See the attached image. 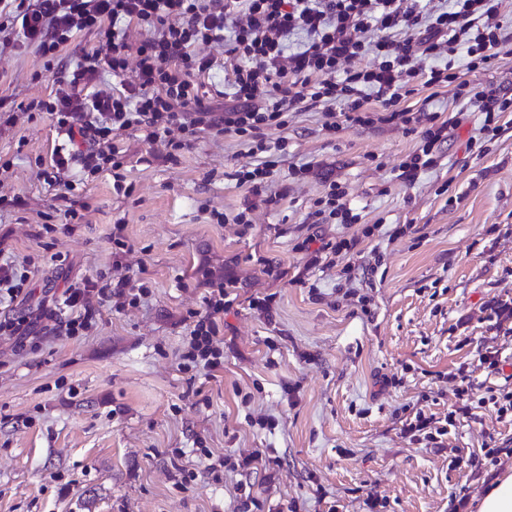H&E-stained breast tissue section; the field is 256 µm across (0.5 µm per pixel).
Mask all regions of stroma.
I'll return each mask as SVG.
<instances>
[{
	"mask_svg": "<svg viewBox=\"0 0 512 512\" xmlns=\"http://www.w3.org/2000/svg\"><path fill=\"white\" fill-rule=\"evenodd\" d=\"M455 70L489 94L512 88V55L475 70L462 55ZM0 71L20 101L60 77L31 49L1 56ZM425 99L461 121L437 166L410 185L394 173L416 147L402 126L345 124L331 136L321 113H289L287 127L266 133L288 140L275 206L237 184L250 157L227 135L171 160L147 129L123 131L122 189L107 175L61 199L37 164L62 142L51 121L0 131V156L14 160L0 192L22 201L0 212V245L38 262L21 309L55 330L35 345L0 340V512H238L245 486L264 512L292 501L299 512L331 501L368 512L371 497L377 512H454L462 498L476 512L484 488L512 470V421L480 403L512 388V112L476 151L468 138L480 114L450 88L406 104ZM302 165L307 173L292 174ZM333 182L358 223H316ZM69 207L83 223L42 233ZM244 209L247 226L213 217ZM351 236L368 276L347 279L345 256L307 267V239ZM99 275L140 280L149 293L120 312L101 308L87 335L56 331L64 289ZM221 285L238 296L218 322L224 366L182 370L191 315ZM270 293L272 313L250 308ZM463 400L468 415L438 442L403 435L416 413L442 422ZM270 417L275 428L260 427ZM263 448L278 459L272 476L236 469ZM488 448L499 449L496 463Z\"/></svg>",
	"mask_w": 512,
	"mask_h": 512,
	"instance_id": "1",
	"label": "stroma"
}]
</instances>
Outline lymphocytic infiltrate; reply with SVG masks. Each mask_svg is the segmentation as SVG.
Returning <instances> with one entry per match:
<instances>
[{
  "label": "lymphocytic infiltrate",
  "instance_id": "lymphocytic-infiltrate-1",
  "mask_svg": "<svg viewBox=\"0 0 512 512\" xmlns=\"http://www.w3.org/2000/svg\"><path fill=\"white\" fill-rule=\"evenodd\" d=\"M83 31L96 35V46L47 98L18 104L0 95V126H14L21 113L51 116L64 143L43 177L70 194L85 173L121 168L114 137L133 126L147 128L171 158L205 134L244 139L257 162L236 177L256 193L273 182L288 147L282 139L269 148L264 131L286 127L292 112H321L332 133L344 122L410 128L418 145L397 168L404 183L436 165L451 125L428 106H406L417 87L454 88L482 114L485 132L496 114L512 112L511 95L471 89L453 70L462 54L470 67L493 65L512 44L505 0H0V54L32 48L51 65ZM216 42L232 63L229 100L217 118L203 102V81L215 67L204 48ZM366 55L368 66H353ZM106 72L115 84L104 83ZM34 273L28 259L0 262V337L46 338L39 319L14 311ZM146 293L126 277L75 283L64 293L67 335L94 327L96 304L119 310ZM234 304L219 287L194 313L185 354L194 366L221 367L216 320Z\"/></svg>",
  "mask_w": 512,
  "mask_h": 512
}]
</instances>
